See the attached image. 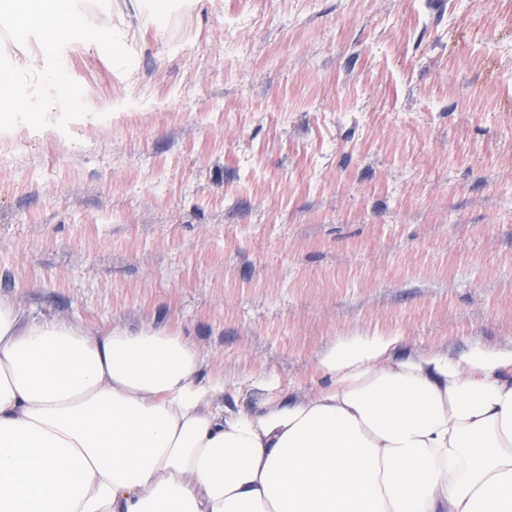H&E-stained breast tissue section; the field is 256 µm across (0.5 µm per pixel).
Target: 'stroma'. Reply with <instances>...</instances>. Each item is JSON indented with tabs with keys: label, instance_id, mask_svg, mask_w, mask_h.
<instances>
[{
	"label": "stroma",
	"instance_id": "obj_1",
	"mask_svg": "<svg viewBox=\"0 0 512 512\" xmlns=\"http://www.w3.org/2000/svg\"><path fill=\"white\" fill-rule=\"evenodd\" d=\"M62 53L89 115L0 136V297L180 329L251 409L321 352L512 350V0H136Z\"/></svg>",
	"mask_w": 512,
	"mask_h": 512
}]
</instances>
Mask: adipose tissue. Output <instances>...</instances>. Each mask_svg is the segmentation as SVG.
Segmentation results:
<instances>
[{
  "instance_id": "1",
  "label": "adipose tissue",
  "mask_w": 512,
  "mask_h": 512,
  "mask_svg": "<svg viewBox=\"0 0 512 512\" xmlns=\"http://www.w3.org/2000/svg\"><path fill=\"white\" fill-rule=\"evenodd\" d=\"M338 340L253 409L176 331L28 321L0 298V512H512V351Z\"/></svg>"
}]
</instances>
